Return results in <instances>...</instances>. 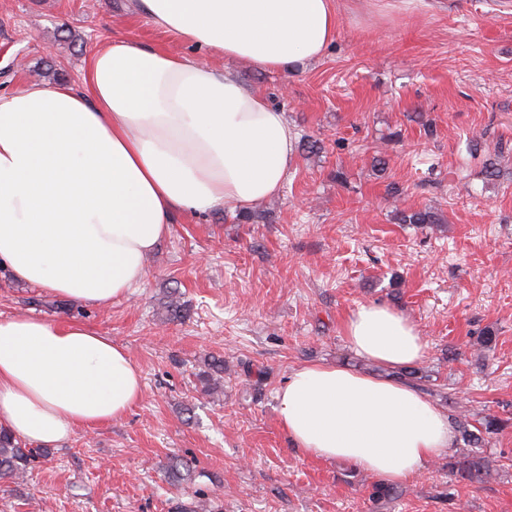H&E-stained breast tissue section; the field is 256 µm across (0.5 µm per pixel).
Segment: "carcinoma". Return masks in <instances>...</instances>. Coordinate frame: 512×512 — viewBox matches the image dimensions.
Masks as SVG:
<instances>
[{
	"mask_svg": "<svg viewBox=\"0 0 512 512\" xmlns=\"http://www.w3.org/2000/svg\"><path fill=\"white\" fill-rule=\"evenodd\" d=\"M401 224H436L437 214L431 210L396 211ZM164 309L167 319L178 320L184 317L186 309L180 301L179 291L172 289L168 292ZM205 391L214 394L224 382V359L212 357L208 363V371L202 376ZM509 422L495 414L483 417L477 431L469 429L467 419L458 420L459 433L462 440L467 442L468 449L448 457V475L470 483L481 484L494 474V460L484 452L488 438L504 428ZM33 457V452L15 440L12 435L0 429V479L22 478L27 473V467ZM193 468L191 463L183 459H175L168 465V479L173 485H181L192 481Z\"/></svg>",
	"mask_w": 512,
	"mask_h": 512,
	"instance_id": "carcinoma-1",
	"label": "carcinoma"
}]
</instances>
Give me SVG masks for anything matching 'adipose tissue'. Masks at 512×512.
<instances>
[{
	"label": "adipose tissue",
	"mask_w": 512,
	"mask_h": 512,
	"mask_svg": "<svg viewBox=\"0 0 512 512\" xmlns=\"http://www.w3.org/2000/svg\"><path fill=\"white\" fill-rule=\"evenodd\" d=\"M151 27L212 57L292 71L338 35L335 0H135ZM284 112L232 69L125 37L93 51L84 89L30 83L0 94V267L18 282L111 305L146 280L176 212L237 211L277 195L295 159ZM346 339L390 368L423 359L416 326L359 307ZM127 351L93 327L0 317V427L50 446L122 418L142 395ZM290 444L390 483L454 441L415 388L333 364L295 369L276 393Z\"/></svg>",
	"instance_id": "ef3b65f1"
}]
</instances>
